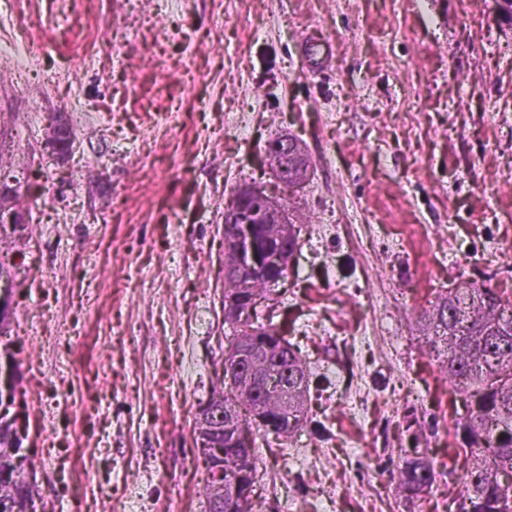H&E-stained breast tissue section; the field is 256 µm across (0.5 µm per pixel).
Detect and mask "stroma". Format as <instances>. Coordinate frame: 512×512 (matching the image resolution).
Here are the masks:
<instances>
[{
	"instance_id": "1",
	"label": "stroma",
	"mask_w": 512,
	"mask_h": 512,
	"mask_svg": "<svg viewBox=\"0 0 512 512\" xmlns=\"http://www.w3.org/2000/svg\"><path fill=\"white\" fill-rule=\"evenodd\" d=\"M0 0V178L28 222L14 279L16 411L36 512H204L198 411L221 383L224 206L276 191L299 249L272 314L309 417L256 438V512H458L463 396L422 319L463 282L512 291V14L496 0ZM328 42L310 70L305 45ZM83 111L72 150L48 144ZM422 455L415 504L392 478ZM70 129L73 133V128L64 115H58L52 121L50 125V141L59 150H66L69 146L72 136L70 135ZM266 155L278 181L290 188L304 184L309 177L310 161L303 147L293 138L279 137L266 145Z\"/></svg>"
}]
</instances>
